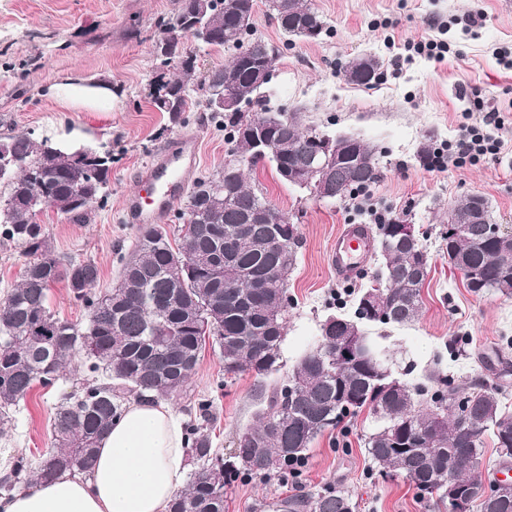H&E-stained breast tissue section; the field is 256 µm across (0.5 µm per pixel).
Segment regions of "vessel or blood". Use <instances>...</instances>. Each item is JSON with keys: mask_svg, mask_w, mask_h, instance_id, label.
Segmentation results:
<instances>
[{"mask_svg": "<svg viewBox=\"0 0 512 512\" xmlns=\"http://www.w3.org/2000/svg\"><path fill=\"white\" fill-rule=\"evenodd\" d=\"M199 164L198 137H177L138 171L136 187L124 201V222L138 226L164 223L175 209L181 190L195 179ZM372 246L367 225H344L332 242L328 264L338 279H355L366 269Z\"/></svg>", "mask_w": 512, "mask_h": 512, "instance_id": "1", "label": "vessel or blood"}]
</instances>
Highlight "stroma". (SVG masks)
Here are the masks:
<instances>
[{
    "mask_svg": "<svg viewBox=\"0 0 512 512\" xmlns=\"http://www.w3.org/2000/svg\"><path fill=\"white\" fill-rule=\"evenodd\" d=\"M326 31L316 40L284 38L258 5L255 32L278 46L280 55L268 86L270 107L298 113L303 124L333 134H352L374 147L379 179L367 188L371 205L388 218L408 216L428 230L422 244L430 272L421 290L418 320L405 326L381 325L368 333L388 347L395 376L427 384L436 370L465 384L483 380L501 385L502 401L512 408V298L467 290L461 273L433 229L444 208L463 196L485 197L495 223L512 229V69L499 60L498 48L512 46V0H312ZM179 0H0V137L19 132L63 145H107L115 161L105 208L92 209L77 224L51 207L39 223L59 256L93 260L100 290L118 277L117 256L129 252L136 228L123 221V202L141 166L173 139H200V173L223 166L225 132L204 112L201 92H193L187 124L170 127L151 104L156 73L153 45L161 22ZM483 18L466 29L468 16ZM427 38L447 39L444 59L409 56L407 44ZM373 56L381 78L371 87L348 84L343 66L352 58ZM95 83L111 89L112 109L87 112L61 106L48 89L67 82ZM498 107L505 126L498 135L501 154L474 165L430 171L420 157L425 145L454 140L464 116L478 117L477 101ZM250 185L300 227L301 246L288 275L292 303L286 314L278 378L318 342L327 315L352 313L353 291L378 270L371 259L357 280H337L327 264L332 239L342 225L367 224L368 214L353 200H317L281 182L270 162L247 174ZM84 376L69 367L55 387L34 388L11 411V428L0 437V454L14 456L49 447L50 416L68 395L81 390ZM270 378L242 372L228 377L217 345L203 346L186 389L170 404L189 417L194 397L211 396L209 424L213 446L221 455L255 421ZM375 427L369 412L345 418L313 442L300 475L233 483L225 489V512H254L259 501L336 485L350 491L357 512H436L407 479L381 478L364 450Z\"/></svg>",
    "mask_w": 512,
    "mask_h": 512,
    "instance_id": "obj_1",
    "label": "stroma"
}]
</instances>
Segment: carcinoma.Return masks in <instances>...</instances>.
<instances>
[{"label":"carcinoma","instance_id":"1","mask_svg":"<svg viewBox=\"0 0 512 512\" xmlns=\"http://www.w3.org/2000/svg\"><path fill=\"white\" fill-rule=\"evenodd\" d=\"M257 0H180L177 13L165 24L161 39L171 42L175 54L162 61L176 63L180 74L163 82L164 92L153 105L173 125L186 123L193 92L197 55L188 49L186 24L200 21L209 27L224 50L252 46L249 56L211 67L198 90L205 111L226 131V143L236 146L242 167L273 161L254 154L251 125L269 110L264 89L272 79L280 50L255 34L239 18L255 13ZM268 17L281 32L307 27L320 36L322 16L311 0H266ZM346 81L369 86L380 79L379 63L372 57L354 58L343 67ZM233 92L247 109L224 112L215 100ZM274 136L291 144L294 154L307 153L326 132L304 125L297 113ZM342 165L336 175L342 198L365 189L379 177L377 166H358L375 160L372 147L353 136L337 140ZM112 150L91 145L68 149L28 133L0 137V241H7L30 257L20 284L0 298V435L8 433L10 408L37 385L52 388L77 357L92 378L77 394L56 405L51 418L53 449L32 457H14L9 473L0 478V490L10 492L25 481L33 487L62 473L84 475L95 462L100 439L123 412L129 393L166 397L186 386L199 359L202 343L212 337L224 359V373L251 371L269 376L278 371L284 316L290 306L288 273L300 244L298 225L286 217L288 249L263 245L269 227L256 221L255 206L264 199L257 189L238 178L235 189L221 190L223 170L197 178L179 212L180 244L172 247L168 231L158 224L137 227L132 250L119 257V279L112 288H97L99 269L90 260L57 256L48 243L46 225L37 223L27 201L34 192L41 205L52 206L77 223L109 196ZM393 223L377 227L376 240L389 248L373 280L382 284L385 318L367 316L362 301L369 289L354 297V319L334 315L340 324L356 328L352 357L336 362V348L345 336L321 329L318 345L293 368L288 379L269 390L257 424L239 438L229 458L221 456L204 428L212 416L208 396L194 399L202 423L185 426L190 439L192 470L187 488L171 504L170 512H224V488L236 479L267 478L297 467L314 440L346 417L367 409L377 426L365 438V450L382 473L402 476L418 492L448 512V480L460 486L483 481L480 469L467 457L483 456L485 435L496 448H512V412L502 405L496 388L478 383L456 385L434 375L435 386H412L395 380L388 349L368 336L370 325H406L421 310L424 279L417 274L421 255L395 246ZM439 235L448 249V265L476 274L464 281L474 294L497 293L512 297V273L504 275L501 242L485 224H460L455 231L443 225ZM237 269L224 277L225 258ZM57 282L66 284L71 298L85 311V321L72 322L53 314L48 292ZM470 397L468 423L452 411L455 395ZM356 503L345 489L330 486L317 492L293 494L263 502L257 512H355Z\"/></svg>","mask_w":512,"mask_h":512}]
</instances>
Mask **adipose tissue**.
Returning <instances> with one entry per match:
<instances>
[{"mask_svg": "<svg viewBox=\"0 0 512 512\" xmlns=\"http://www.w3.org/2000/svg\"><path fill=\"white\" fill-rule=\"evenodd\" d=\"M184 420L171 407L129 401L101 441L89 477L61 475L0 497V512H168L187 482Z\"/></svg>", "mask_w": 512, "mask_h": 512, "instance_id": "ef3b65f1", "label": "adipose tissue"}]
</instances>
